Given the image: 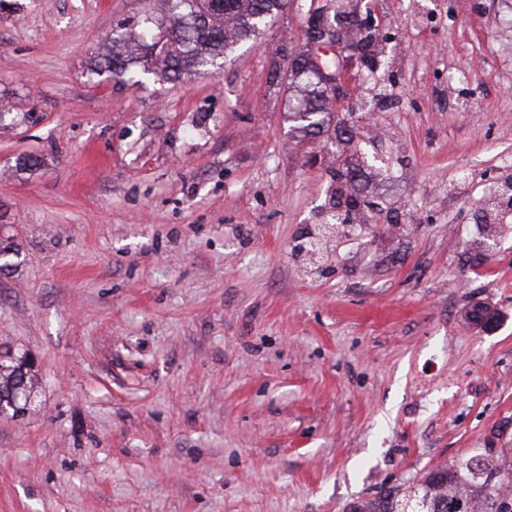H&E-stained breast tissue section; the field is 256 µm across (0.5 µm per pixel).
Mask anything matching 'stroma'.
I'll return each mask as SVG.
<instances>
[{"label":"stroma","mask_w":512,"mask_h":512,"mask_svg":"<svg viewBox=\"0 0 512 512\" xmlns=\"http://www.w3.org/2000/svg\"><path fill=\"white\" fill-rule=\"evenodd\" d=\"M342 2L382 46L347 148L287 120L314 0L140 83L87 66L157 0H0V355L39 378L0 512H346L512 448V223L475 219L512 180L503 0ZM340 195L366 230L296 253Z\"/></svg>","instance_id":"1"}]
</instances>
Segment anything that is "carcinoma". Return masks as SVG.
<instances>
[{
  "instance_id": "cac0c4a2",
  "label": "carcinoma",
  "mask_w": 512,
  "mask_h": 512,
  "mask_svg": "<svg viewBox=\"0 0 512 512\" xmlns=\"http://www.w3.org/2000/svg\"><path fill=\"white\" fill-rule=\"evenodd\" d=\"M161 16L146 27L109 38L89 60L90 74L134 78L137 73L167 81L186 76L216 74L230 60L237 45L274 24L284 0H159ZM342 59L316 60L307 52L292 60L291 72L305 81V94L288 105L294 128L318 134L331 115L329 96L320 69H339ZM38 385L37 372L25 358L0 361V412L13 416L26 409ZM512 455L502 448H473L449 463L426 472L403 490L390 489L349 506V512H403L400 497L413 501L415 512H488L489 499L501 502L500 512H512Z\"/></svg>"
}]
</instances>
